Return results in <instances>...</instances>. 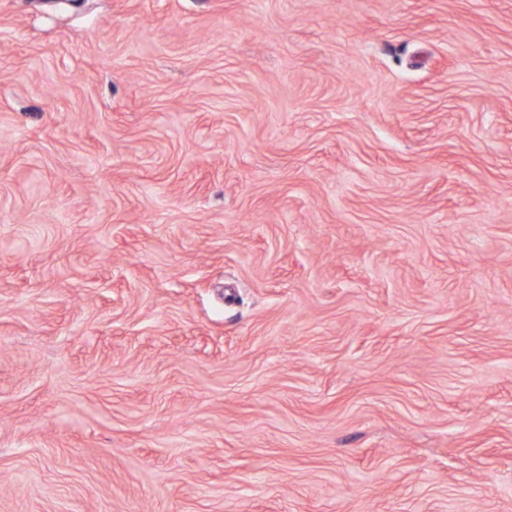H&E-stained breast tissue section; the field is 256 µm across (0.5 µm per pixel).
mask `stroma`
Masks as SVG:
<instances>
[{"mask_svg": "<svg viewBox=\"0 0 512 512\" xmlns=\"http://www.w3.org/2000/svg\"><path fill=\"white\" fill-rule=\"evenodd\" d=\"M0 512H512V0H0Z\"/></svg>", "mask_w": 512, "mask_h": 512, "instance_id": "stroma-1", "label": "stroma"}]
</instances>
